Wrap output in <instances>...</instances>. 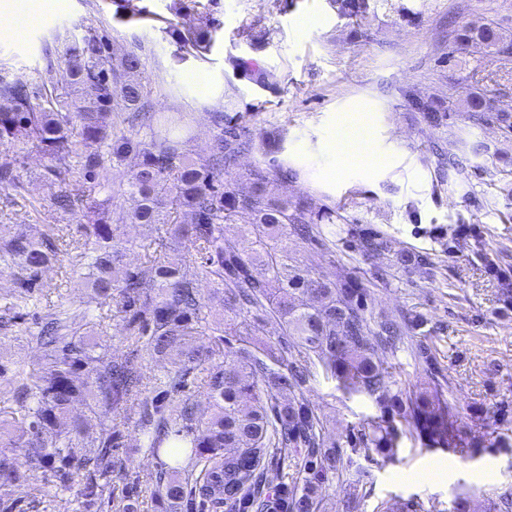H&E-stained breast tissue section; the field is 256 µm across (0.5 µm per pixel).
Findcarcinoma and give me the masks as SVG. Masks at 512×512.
<instances>
[{
	"label": "carcinoma",
	"mask_w": 512,
	"mask_h": 512,
	"mask_svg": "<svg viewBox=\"0 0 512 512\" xmlns=\"http://www.w3.org/2000/svg\"><path fill=\"white\" fill-rule=\"evenodd\" d=\"M369 2L334 0L340 15L357 20ZM473 45L512 57V40L491 21L458 33L457 49ZM64 59L70 78L64 92L51 64L36 88L22 77L0 80V142L18 140L49 158L53 205L87 217L83 279L89 291L84 306L60 302L47 315L37 337L46 363L13 391L10 420L0 419L1 488L48 474L61 488L78 481L82 512H93L112 473L124 466L113 453L121 435L112 415L132 406L140 411L144 447L167 458L155 476L157 512H322L326 483L352 465L353 456L393 459L405 436L428 449L480 453L484 443L460 427L458 402L444 394L434 353L423 341L422 315L408 311L375 321L367 314L364 282L325 280L297 257V241L324 245L338 231L351 248L371 255L387 247L381 234L361 225L333 228L336 211L314 213L305 198L268 192L261 171L253 173L251 192H237L224 172L252 139L232 117L214 112L217 134L209 155L194 159L185 116L152 111L138 53L112 60L91 31L67 46ZM466 111L478 123L512 132V113L490 96H469ZM131 157L135 166L121 170ZM79 180L87 185L81 198L69 189ZM3 185H21L17 159L9 155H0ZM117 189L136 201L121 220L168 225L167 244L188 245L194 259L175 265L156 249L145 254L150 275L128 268L112 219ZM241 214L251 218L243 233L247 247L224 238V225ZM59 252L50 227L35 234L21 224L0 236V266L15 276L11 308L28 307L40 273ZM393 265L411 273L431 263L400 252ZM202 279L214 284L212 299L234 317L203 314ZM115 296L132 312L150 356L172 363L153 396L128 358L97 351L86 334L92 308ZM244 313L279 320L280 336L304 350L303 359L290 362L280 348L255 346L247 326L237 322ZM405 344L433 370L429 387L413 394L392 389L375 357L379 347L393 353ZM317 373L344 395L372 398L381 411L349 441L345 463L305 395ZM192 377L210 401L206 418L197 416L189 397L168 400ZM283 392L288 399H281ZM79 404L99 419L94 437L86 434L85 418L74 414ZM185 455L192 459L189 470L181 467Z\"/></svg>",
	"instance_id": "cac0c4a2"
}]
</instances>
